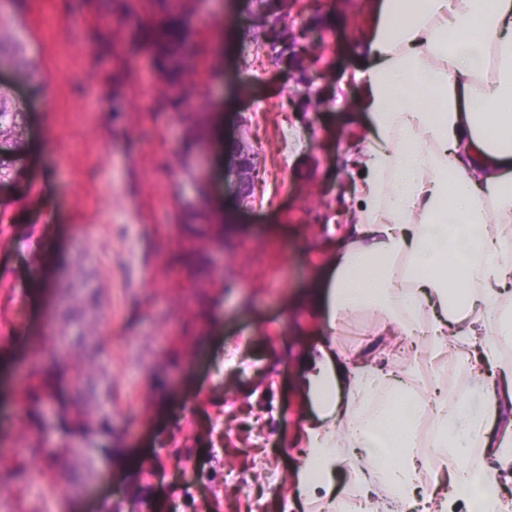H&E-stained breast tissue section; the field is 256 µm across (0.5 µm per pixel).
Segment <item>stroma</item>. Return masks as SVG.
<instances>
[{
	"label": "stroma",
	"instance_id": "stroma-1",
	"mask_svg": "<svg viewBox=\"0 0 512 512\" xmlns=\"http://www.w3.org/2000/svg\"><path fill=\"white\" fill-rule=\"evenodd\" d=\"M290 0L294 32L323 40V59L283 69L261 48L254 0H203L194 29L212 30L205 87L181 112L143 115L158 77L138 58L123 84L108 83L96 19L80 0L6 5L25 17L24 42L0 34V292L40 302L0 379V451L13 467L6 512H98L121 496L123 462L153 459L149 479L167 512H194L208 487L185 493L179 474L209 454L203 434H222L223 512H319L297 491L299 436L314 417L306 359L321 343L305 335L329 314L320 295L305 309L311 265L345 249L348 206L341 160L319 146L328 125H354L333 91L362 66L357 41L364 0L337 15ZM237 30L229 67L221 29ZM332 80H324V72ZM257 158V190L241 200L236 148ZM53 245L42 263L38 240ZM204 350L201 360L186 346ZM70 381L56 404L27 418L23 399L48 373ZM63 493L48 508V471Z\"/></svg>",
	"mask_w": 512,
	"mask_h": 512
}]
</instances>
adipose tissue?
Instances as JSON below:
<instances>
[{
	"label": "adipose tissue",
	"mask_w": 512,
	"mask_h": 512,
	"mask_svg": "<svg viewBox=\"0 0 512 512\" xmlns=\"http://www.w3.org/2000/svg\"><path fill=\"white\" fill-rule=\"evenodd\" d=\"M362 45L351 108L367 121L344 158L351 241L319 274L331 311L372 312L376 336L435 337L429 371L470 359L476 386L510 404L512 380L488 378L499 337L512 334L498 320L512 290V0H372ZM416 365L356 351L339 367L322 350L307 379L317 417L302 494L333 496L344 460L357 492L347 512H454L460 501L466 512H512L500 486L512 472V422L498 410L468 396L408 400L397 429L368 412L374 391L396 376L414 382ZM428 412L435 431L423 453L412 423Z\"/></svg>",
	"instance_id": "adipose-tissue-1"
}]
</instances>
